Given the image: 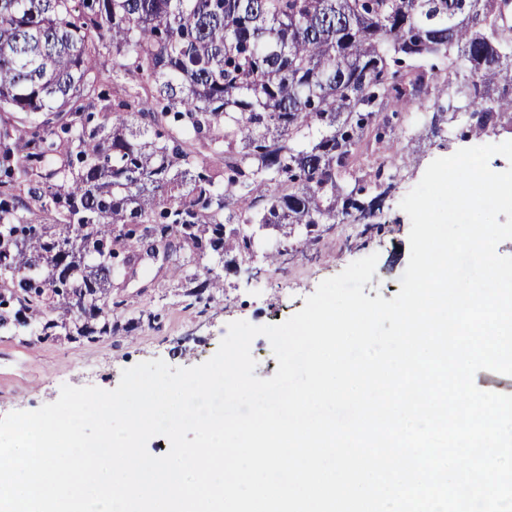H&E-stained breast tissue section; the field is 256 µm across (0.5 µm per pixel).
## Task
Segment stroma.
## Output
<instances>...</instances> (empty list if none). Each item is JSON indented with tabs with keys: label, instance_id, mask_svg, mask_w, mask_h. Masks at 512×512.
<instances>
[{
	"label": "stroma",
	"instance_id": "obj_1",
	"mask_svg": "<svg viewBox=\"0 0 512 512\" xmlns=\"http://www.w3.org/2000/svg\"><path fill=\"white\" fill-rule=\"evenodd\" d=\"M395 133V150L410 156L412 164L401 171L385 201L381 232L365 230L360 224H339L324 233L306 255L288 263L268 266L262 257H254L251 264L260 269L259 280L227 274L224 295L205 307L182 296L166 264L148 262L137 278L118 291L132 315L147 311L155 316L154 321L142 322L134 341L114 335L91 343L62 339L33 346L25 337L0 335V417L56 401L65 384L114 389L123 370L142 361L161 359L174 367L199 365L216 353L230 322H283L303 308L322 280L373 253L378 262L365 294L395 296L410 256L411 222L400 203L434 159L468 145L453 133L444 140L426 138L414 112L405 115Z\"/></svg>",
	"mask_w": 512,
	"mask_h": 512
}]
</instances>
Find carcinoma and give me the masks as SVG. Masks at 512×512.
<instances>
[{"label": "carcinoma", "mask_w": 512, "mask_h": 512, "mask_svg": "<svg viewBox=\"0 0 512 512\" xmlns=\"http://www.w3.org/2000/svg\"><path fill=\"white\" fill-rule=\"evenodd\" d=\"M504 5L0 0V332L136 335L112 289L157 246L208 303L257 227L298 232L297 254L330 224L381 229L410 164L377 154L395 107L425 110L433 137L512 129Z\"/></svg>", "instance_id": "1"}]
</instances>
